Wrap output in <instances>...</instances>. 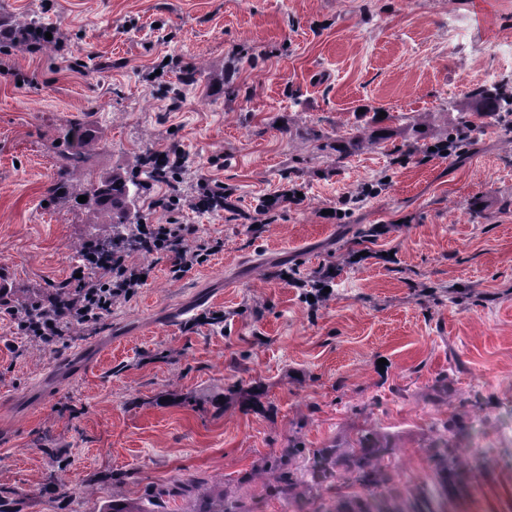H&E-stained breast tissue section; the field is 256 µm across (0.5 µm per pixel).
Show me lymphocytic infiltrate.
Masks as SVG:
<instances>
[{"instance_id": "f902f5d3", "label": "lymphocytic infiltrate", "mask_w": 512, "mask_h": 512, "mask_svg": "<svg viewBox=\"0 0 512 512\" xmlns=\"http://www.w3.org/2000/svg\"><path fill=\"white\" fill-rule=\"evenodd\" d=\"M187 230L180 224L144 225L136 241H116L111 246L90 242L87 256L81 258L78 274L70 278L62 294L49 293L33 300L39 311L34 320H21L17 330L31 341L54 345L64 328L72 321L94 325L108 314L113 305L131 299L143 287L150 270L129 262L128 254L136 248L159 257H172L175 271H183L199 263L206 247L188 246Z\"/></svg>"}]
</instances>
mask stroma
I'll return each instance as SVG.
<instances>
[{
  "label": "stroma",
  "mask_w": 512,
  "mask_h": 512,
  "mask_svg": "<svg viewBox=\"0 0 512 512\" xmlns=\"http://www.w3.org/2000/svg\"><path fill=\"white\" fill-rule=\"evenodd\" d=\"M32 11L58 48L0 39V290L66 284L70 244L112 233L48 193L77 121L101 143L70 184L187 156L139 216L224 247L183 273L144 257L147 284L55 349L0 308L10 512L195 479L247 512H308L332 479L284 497L246 473L360 446L394 451L369 501L458 452L446 512L512 502V114L453 138L470 89L512 93V0H0L1 23ZM214 182L227 209L186 207Z\"/></svg>",
  "instance_id": "35a3bbf8"
}]
</instances>
